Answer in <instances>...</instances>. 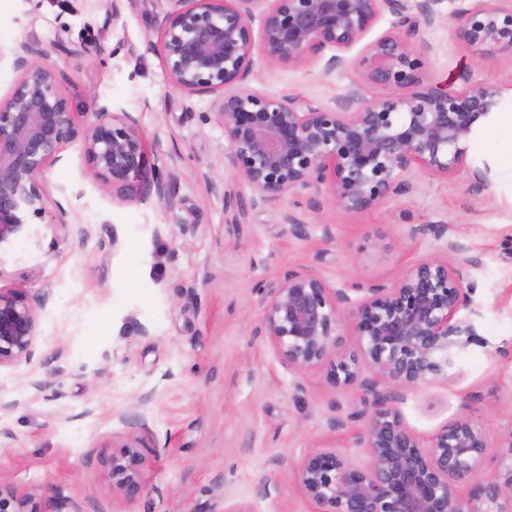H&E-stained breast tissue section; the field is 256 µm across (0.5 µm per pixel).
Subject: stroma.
<instances>
[{
    "instance_id": "35a3bbf8",
    "label": "stroma",
    "mask_w": 512,
    "mask_h": 512,
    "mask_svg": "<svg viewBox=\"0 0 512 512\" xmlns=\"http://www.w3.org/2000/svg\"><path fill=\"white\" fill-rule=\"evenodd\" d=\"M173 7L123 0L116 15L112 0H0V96L16 79L11 48L39 36L55 46L75 111L95 101L133 113L151 162L177 176L174 204L119 202L90 178L73 144L47 174L65 226L36 225L29 241L0 248V286L50 295L31 361L0 368V480L52 488L84 512H313L295 465L326 444L365 460L349 431L328 424L360 407L362 394L335 388L325 370L297 375L282 366L258 334V286L301 265L334 285L389 284L421 259L447 257L446 240L410 238V223L453 225L480 256L470 272L474 308L495 352L472 347L458 378L420 385L397 408L424 440L471 410L489 433L479 476L490 477L512 435V160L498 152L501 120L469 149L489 167L484 189L464 171L420 173L415 190L362 214L328 203L302 211V237L284 223V202L250 210L229 232L223 203L209 192L210 182L234 181L212 99L173 89L156 49L157 19ZM395 31L393 16L380 15L363 43L345 51L347 66L330 74L321 58L288 66L256 57L257 86L324 103L355 84L367 98L382 97L386 87L367 83L357 61L366 44ZM413 46L425 83L451 89L467 69L473 82L501 86L512 100V54L474 61L444 21ZM36 378L48 380L46 391L31 388ZM144 392L150 404H140ZM126 416L144 417L153 431L144 451L149 493L131 509L89 455L93 443L124 431Z\"/></svg>"
}]
</instances>
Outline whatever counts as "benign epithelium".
I'll return each instance as SVG.
<instances>
[{"mask_svg":"<svg viewBox=\"0 0 512 512\" xmlns=\"http://www.w3.org/2000/svg\"><path fill=\"white\" fill-rule=\"evenodd\" d=\"M440 0H176L160 21L159 53L169 84L188 95L213 96L235 179L257 194L252 204L293 198L284 213L292 235L306 225L297 197L311 209L319 197L349 213H364L409 192L411 176L452 175L467 169L471 141L502 107L493 84L448 91L423 82V62L410 38L432 27ZM388 12L405 36H384L358 60L370 84L390 93L373 101L355 85L330 103H302L251 83L254 56L302 65L328 56L326 70L345 64L355 46ZM475 60L512 53V5L469 0L448 15ZM332 55H327V52ZM17 78L0 97V247L31 233L50 217L47 172L72 144H81L90 176L120 202L149 195L168 204L176 175L151 164L139 119L131 112H76L64 72L50 45L36 36L12 51ZM224 203L229 231L247 223L248 204L230 184H209ZM450 224H418L412 237H443ZM447 259L411 265L391 284L332 286L309 266L289 268L261 285L266 299L260 335L289 371L328 368L335 387L356 386L365 408L347 419L364 421L356 444L367 460L355 463L326 445L304 455L295 475L313 512H512V435L497 470L473 481L489 445L486 427L468 415L421 440L393 405L401 393L460 372L469 348H488L472 317L475 285L469 270L480 259L448 240ZM47 296L0 287V366L28 362L41 337ZM356 338L340 349L344 323ZM345 419V420H347ZM345 420L332 417L338 429ZM128 430L92 445L102 477L125 503L148 493L149 460L140 452L152 436L142 417ZM0 512H55L46 489L22 491L0 481Z\"/></svg>","mask_w":512,"mask_h":512,"instance_id":"benign-epithelium-1","label":"benign epithelium"}]
</instances>
